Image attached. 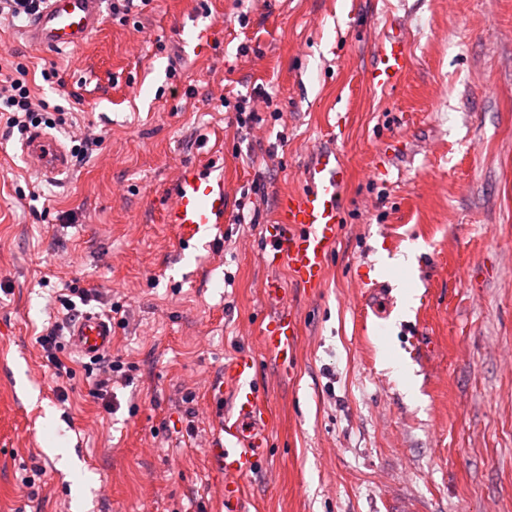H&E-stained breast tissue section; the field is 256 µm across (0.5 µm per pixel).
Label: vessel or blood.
<instances>
[{
  "label": "vessel or blood",
  "mask_w": 512,
  "mask_h": 512,
  "mask_svg": "<svg viewBox=\"0 0 512 512\" xmlns=\"http://www.w3.org/2000/svg\"><path fill=\"white\" fill-rule=\"evenodd\" d=\"M43 10L24 31L25 40L44 50L77 49L103 24L102 0H44ZM412 64L404 30L388 29L375 46V61L368 74L374 87L390 89ZM21 156L30 172L56 180L71 165L70 154L53 135L31 130L20 143ZM302 190L284 194L278 203V221L266 228L265 263L286 266L292 279L309 290L322 287L328 260L342 222L341 192L347 171L335 148L322 149L304 171ZM224 179L200 166H182L173 197L163 220L174 226L182 243L196 242L224 222ZM265 299L274 312L262 325L259 341L288 373L296 360L300 316L288 303L280 279L268 278ZM67 345L81 356L94 359L112 348L109 317L87 312L68 327ZM256 358L238 354L211 385L214 401L221 405L211 445V460L224 477L221 496L224 512H246L244 477L262 470L275 416L256 390L252 374Z\"/></svg>",
  "instance_id": "1"
}]
</instances>
